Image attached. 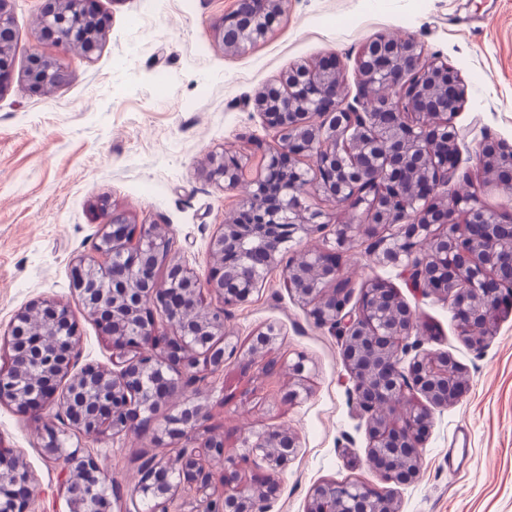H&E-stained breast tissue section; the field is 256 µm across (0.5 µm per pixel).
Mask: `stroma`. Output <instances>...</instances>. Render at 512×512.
Returning a JSON list of instances; mask_svg holds the SVG:
<instances>
[{
    "label": "stroma",
    "mask_w": 512,
    "mask_h": 512,
    "mask_svg": "<svg viewBox=\"0 0 512 512\" xmlns=\"http://www.w3.org/2000/svg\"><path fill=\"white\" fill-rule=\"evenodd\" d=\"M235 3L99 0L108 34L88 60L40 38V0H15V65L0 93V337L21 307L52 298L80 324L83 361L111 367V347L71 290V265L92 255L108 212L169 226L177 259L206 275L209 239L239 198L206 181L208 154L249 156L271 141L249 99L292 65L340 56L345 91L356 96V54L380 33L415 37L460 71L467 102L455 119L464 133L458 169L478 184L484 205L512 204L504 190L483 185L477 160L483 134L512 145V0H289L265 40L230 54L215 29ZM36 51L65 55L69 66L68 81L46 96L23 83ZM343 265L353 292L374 278L396 288L427 324L424 349L451 355L466 378L462 397L432 413L419 477L394 488L400 512H512V315L477 352L448 304L414 292L397 270L372 265L360 248ZM270 324L282 334L263 357L228 360L200 391L224 436L225 459L240 463L245 440L267 427L298 436L300 450L268 512H304L310 489L323 481L380 485L366 461L365 421L348 395L339 341L295 303L280 266L229 320L245 348ZM300 354L312 368L310 394L291 403L286 365ZM268 364L274 374L265 373ZM52 421L49 412L33 418L0 406V445L20 455L38 485L32 512H70L62 478L74 463L47 457L39 437ZM160 423L156 417L113 437L71 433L67 448L97 459L127 512H145L135 488ZM456 448L465 451L458 465L448 460Z\"/></svg>",
    "instance_id": "stroma-1"
}]
</instances>
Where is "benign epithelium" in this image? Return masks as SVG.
Returning <instances> with one entry per match:
<instances>
[{"label":"benign epithelium","instance_id":"obj_1","mask_svg":"<svg viewBox=\"0 0 512 512\" xmlns=\"http://www.w3.org/2000/svg\"><path fill=\"white\" fill-rule=\"evenodd\" d=\"M97 0H43L42 35L90 59L100 50L106 20ZM288 0H236L216 29L224 51L237 53L267 37ZM13 0H0V93L14 69ZM337 57L297 64L258 90L251 102L274 131V145L255 167L237 155L211 152L209 184L222 191L245 189L237 214L213 232L206 277L178 260L169 228L133 224L112 213L97 235L96 256L79 257L71 268L72 290L88 315L118 350L119 369L80 364L81 331L69 307L34 300L16 312L0 369V404L39 416L55 410L64 429H45L49 457L65 451L64 436L120 435L152 418L163 404H177L240 353L228 325L230 310L262 287L264 272L280 262L281 246L303 232L330 226L306 199L323 195L339 208L359 212L358 223L333 226L332 245L303 249L289 258L285 279L296 303L314 324L340 341L352 383L353 403L366 421L367 461L383 488L336 482L315 485L305 512H399L390 485L420 473L424 431L432 411L459 399L464 384L448 380L458 363L409 342L420 319L397 289L369 281L357 301L348 294L340 258L359 238L378 267L402 269L409 284L448 302L461 335L480 351L503 310L512 311V204L509 211L476 205L471 177L452 182L460 130L454 122L466 103L459 71L411 36L379 34L356 58L358 93L342 94ZM27 88L45 95L65 83L59 57L32 53L23 73ZM486 182L512 196V145L486 140L478 153ZM217 305L204 307L205 295ZM173 335H160L157 318ZM280 329L269 324L254 348L273 344ZM296 400L307 392L306 358L289 364ZM200 405L166 417L153 446L181 444L174 461L143 456L135 493L149 512H170L179 496L197 501L199 512H264L282 474L300 448L298 437L268 429L248 443L242 461L254 480L237 486V469L213 470L224 458V440L209 433ZM393 454L408 459L392 467ZM76 512H124L119 496L85 455L63 482ZM35 478L17 455L0 449V512H30Z\"/></svg>","mask_w":512,"mask_h":512}]
</instances>
